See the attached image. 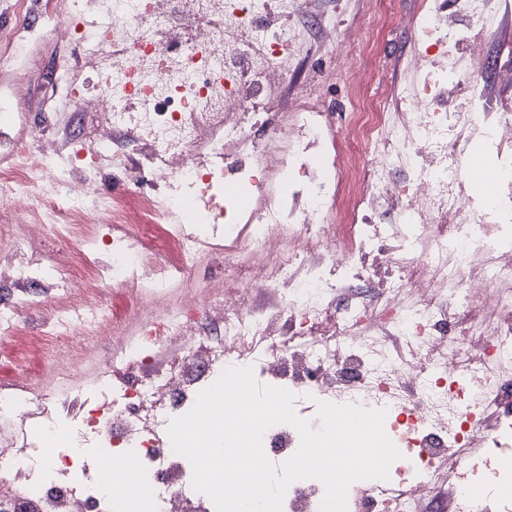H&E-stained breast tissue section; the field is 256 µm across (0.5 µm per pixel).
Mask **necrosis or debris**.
Instances as JSON below:
<instances>
[{
	"mask_svg": "<svg viewBox=\"0 0 512 512\" xmlns=\"http://www.w3.org/2000/svg\"><path fill=\"white\" fill-rule=\"evenodd\" d=\"M489 5L420 0L412 79L350 97L339 115L324 69L284 96L311 47L271 19L311 18L333 57L356 54L362 27L337 28L322 0H113L91 35L82 0H12L41 24L0 25V45L52 33L99 77L75 112L92 124L81 141L27 137L28 86L0 95V335L36 304L62 340L105 320L102 305L73 301L78 281L37 234L68 238L99 281L153 308L113 334L78 406L61 404L80 375L66 355L0 387V512H215L167 428L230 365L292 391L311 421L319 399L385 410L401 457L386 482L359 481L365 512H512L494 504L512 460V111L484 77L479 47L499 27ZM452 7L481 30H460ZM463 42L472 51L449 55ZM476 150L492 189L460 179ZM103 160L99 187L84 172ZM151 222L178 243V266L140 247ZM204 258L223 259L221 287L182 299ZM89 454L130 472V492L108 490Z\"/></svg>",
	"mask_w": 512,
	"mask_h": 512,
	"instance_id": "obj_1",
	"label": "necrosis or debris"
}]
</instances>
